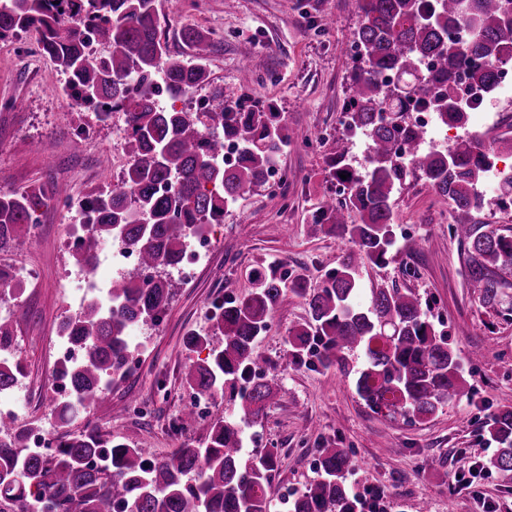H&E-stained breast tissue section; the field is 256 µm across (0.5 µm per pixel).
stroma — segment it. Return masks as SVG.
Segmentation results:
<instances>
[{"mask_svg": "<svg viewBox=\"0 0 512 512\" xmlns=\"http://www.w3.org/2000/svg\"><path fill=\"white\" fill-rule=\"evenodd\" d=\"M348 0H177L163 30L171 55L186 54L178 37L181 26L212 32L215 46L208 60L212 84L197 89L209 98L212 87L224 90V103L249 108L253 101L273 104L288 128V143L278 163L288 182L279 192L256 185L224 212V220L209 225L212 247L208 259L191 277L177 270L163 273L171 301L159 326L144 325L134 339L135 361L124 379L114 381L93 410L70 425H86L130 437L149 457L169 455L178 442L202 441L209 418L198 420L182 434L172 425L182 414L183 372L189 361L206 358L208 348L185 351L187 332L212 334L214 302L223 300L227 284L247 292L255 273L276 271L284 279L300 275L318 285L324 274L339 267L350 249L348 241L330 234H311L308 221L319 201L335 192L329 162L337 151L364 167L368 138L349 132L336 117L348 95L351 66L340 52L353 38L358 18ZM251 44L254 54L249 79H242L239 48ZM65 77L57 72L34 40L26 44L0 42V180L19 190L43 185L45 203L39 211L37 242L29 250L0 251V264L35 271L37 287L20 300L26 315L16 327V356L23 366L24 392L37 401L38 425L60 435L52 414L51 383L58 366L55 355L58 325L75 314L63 285L76 265L64 244L72 213L58 206L56 191L71 197L106 189L128 167L124 130L98 122L93 111L66 102ZM490 113L473 112L464 126L426 131L424 150L444 151L478 133L485 140L512 137V96L496 97ZM86 129L75 141L78 129ZM494 167L480 183L485 219L492 227H512V209H500L497 188L512 174V155L497 154ZM395 244L393 260L382 266L364 264L357 277L364 289L409 288L430 305L429 316L448 334L464 376L473 387L470 401L449 404L431 418L414 424L372 413L355 391L353 372L363 358L349 359L350 374L336 369L294 367L284 361L288 330L309 318L301 299L285 295L273 315L270 330L258 342L284 390L269 402L262 422L247 425L245 447L255 441L278 449L280 461L270 494L301 491L316 476L314 461L322 448H348L356 464L350 483L358 491L379 490L388 512H512V491L490 472H475L498 448L487 424L493 412L512 409V323L482 308L465 286V267L457 239L450 232L448 203L415 178H407L393 196ZM422 241L420 251L406 255L409 239ZM482 349L480 361L469 354ZM127 413H116L119 405ZM469 428H461V418Z\"/></svg>", "mask_w": 512, "mask_h": 512, "instance_id": "1", "label": "stroma"}]
</instances>
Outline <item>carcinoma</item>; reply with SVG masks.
I'll return each instance as SVG.
<instances>
[{"label": "carcinoma", "mask_w": 512, "mask_h": 512, "mask_svg": "<svg viewBox=\"0 0 512 512\" xmlns=\"http://www.w3.org/2000/svg\"><path fill=\"white\" fill-rule=\"evenodd\" d=\"M169 0H0V41L32 35L40 51L66 76L71 98L96 111L102 122L119 112L125 123L129 167L123 179L89 194L95 215L91 233L72 256L94 265L102 243L115 241L138 256V267L112 281L106 301H92L66 317L60 328L80 358L60 365L55 378L68 390L52 413L65 427L89 412L116 376L126 373L130 330L159 323L169 305L168 282L152 275L182 262L186 241L202 237L208 224L251 186L265 181L288 133L268 103L248 110L224 106L214 88L211 110L190 112L159 104L160 89L173 98L211 84L207 67L212 33L184 26L179 37L189 58L169 54L161 19ZM359 17L354 33L361 47L351 59L347 128L370 140L367 166L354 168L347 151L331 158V175L347 190L323 198L310 232L352 243L341 266L317 288L297 276L284 287L276 271L256 275L255 286L216 306L212 337L189 332L184 349L211 346L209 358L186 366L183 383L209 397L236 394L241 422L260 421L281 390L275 378L254 377L263 362L257 339L270 327L285 293L301 298L309 320L288 330L292 365L336 367L349 373L348 357L364 355L356 392L371 412L406 423L426 420L440 407L471 397L455 352L427 317L409 288H373L367 306L356 271L365 262L384 265L393 247L392 196L412 175L449 201L452 234L465 249L466 284L485 308L512 317V233L488 228L476 186L493 166L490 147L472 138L446 151L420 150L423 130L408 120L427 104L442 124L467 121L452 93L464 73L486 89L501 64L512 65V0H352ZM462 29L466 36L452 32ZM107 47L89 56L88 32ZM423 59L433 61L426 71ZM239 143L236 166L221 156L224 140ZM347 179L340 178V174ZM36 186L0 194V251L24 250L36 240ZM16 313L0 316V390L23 373L13 360ZM488 432L499 444L481 467L493 470L512 491V409L493 415ZM28 429L0 422V512H271L268 493L279 452L267 448L243 458L240 422L215 417L205 440L183 443L159 460L124 436L88 426L54 440L45 455H32ZM348 448L318 449L317 478L295 494L290 512H357L366 508L347 483L353 462Z\"/></svg>", "instance_id": "obj_1"}]
</instances>
